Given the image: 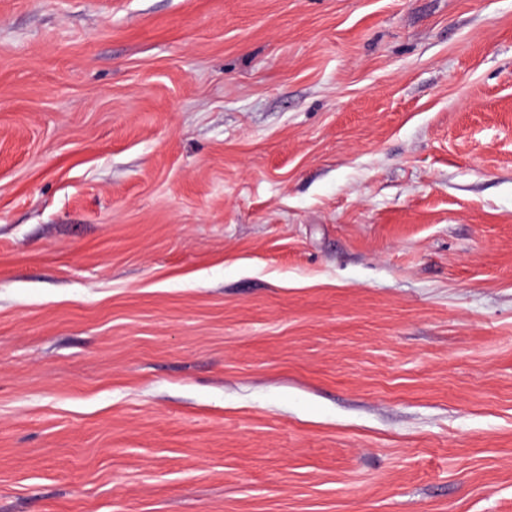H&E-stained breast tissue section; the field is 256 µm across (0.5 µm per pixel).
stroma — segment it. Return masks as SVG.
<instances>
[{"mask_svg":"<svg viewBox=\"0 0 512 512\" xmlns=\"http://www.w3.org/2000/svg\"><path fill=\"white\" fill-rule=\"evenodd\" d=\"M0 512H512V0H0Z\"/></svg>","mask_w":512,"mask_h":512,"instance_id":"obj_1","label":"stroma"}]
</instances>
